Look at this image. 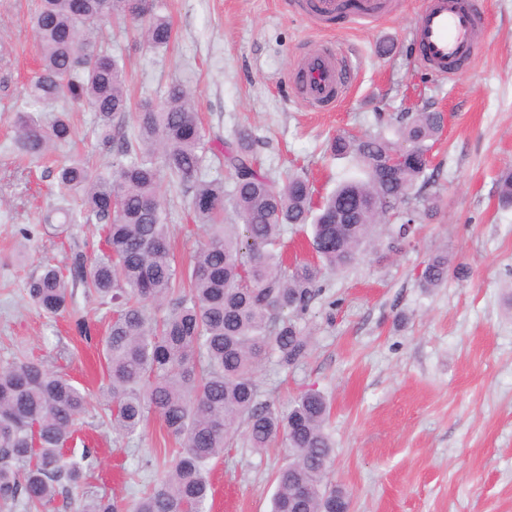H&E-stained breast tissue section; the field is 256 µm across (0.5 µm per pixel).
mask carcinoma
I'll return each mask as SVG.
<instances>
[{
  "mask_svg": "<svg viewBox=\"0 0 512 512\" xmlns=\"http://www.w3.org/2000/svg\"><path fill=\"white\" fill-rule=\"evenodd\" d=\"M109 18L130 23L151 48L171 41V24L155 0H36L30 16L39 67L17 109L14 148L23 158L42 159L70 142L75 126L67 104L75 103L94 113L93 135L112 162L107 174L79 156L53 169L60 198L74 195L80 205L56 207L43 222L61 232L98 224L103 246L73 250L63 269L39 264L25 294L49 319L69 314L86 338L94 321L77 312L76 291L97 298L109 318L101 340V393L109 398L102 423L128 438L153 414L176 444L163 449L164 469L134 512H207L208 465L224 456L241 426L256 450L281 435L288 442L271 512H348V493L325 484L333 454L326 399L306 391L278 414L260 400L254 374L268 357L287 368L306 357L309 338L298 319L320 292L322 270L352 265L375 227L404 204L391 232L393 250L437 214L436 196L417 189L428 183V166L405 165L392 176L387 162L402 149L428 154L445 114L408 113L391 138L336 136L331 153L350 158L363 177L341 182L315 207L306 177L290 173L281 181L254 166L250 132L232 141L208 137L179 81L160 101L131 111L125 69L99 37ZM36 112L55 116L45 123ZM158 158L191 193V221L205 233L185 263L171 247ZM212 160L234 171L230 188L206 174ZM498 188L499 206L512 207V170L500 174ZM111 198L112 211L105 206ZM339 211L347 223L330 222ZM226 213L234 222L224 223ZM303 224L312 226L315 261L288 264L276 246L288 228ZM447 278L448 252L437 251L420 286L438 288ZM87 410L86 393L44 362L0 365V512H49L56 495L84 488L97 456L86 446L69 456L65 447ZM79 512H123V505L85 491Z\"/></svg>",
  "mask_w": 512,
  "mask_h": 512,
  "instance_id": "obj_1",
  "label": "carcinoma"
}]
</instances>
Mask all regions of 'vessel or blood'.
Returning <instances> with one entry per match:
<instances>
[{
	"instance_id": "1",
	"label": "vessel or blood",
	"mask_w": 512,
	"mask_h": 512,
	"mask_svg": "<svg viewBox=\"0 0 512 512\" xmlns=\"http://www.w3.org/2000/svg\"><path fill=\"white\" fill-rule=\"evenodd\" d=\"M301 13L326 21L348 14L352 21L370 23L390 14L393 0H297ZM483 20L480 0H427L413 41L422 64L450 76L467 69L480 55L477 30ZM301 98L318 111L339 103L356 80V70L344 57L328 52L307 55L300 72Z\"/></svg>"
}]
</instances>
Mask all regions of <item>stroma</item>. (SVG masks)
<instances>
[{"mask_svg":"<svg viewBox=\"0 0 512 512\" xmlns=\"http://www.w3.org/2000/svg\"><path fill=\"white\" fill-rule=\"evenodd\" d=\"M295 0H157L173 38L153 49L133 30L112 33V53L128 73L132 106L161 100L180 80L210 135L249 130L262 168L305 175L315 200L356 176L328 150L336 135L391 132L405 113L439 111L446 127L434 146L424 191L438 213L412 242L388 248L389 227L353 266L324 271L320 294L300 323L306 358L290 368L265 359L255 373L261 399L279 413L301 393L330 405L334 442L329 482L345 488L351 512H512V208L498 204V178L512 169V0H483V51L470 70L446 79L419 66L412 30L423 0H396L370 24L314 23ZM32 0H0V41L14 48L0 71V364L26 356L52 363L85 389L91 405L75 435L98 450L87 491L132 507L154 479L162 448L158 418L131 441L101 416L104 364L95 344L29 306L24 283L45 260L64 265L71 247H96L97 226L55 236L43 216L56 204L43 163L13 149L14 117L36 69L29 24ZM333 45L357 68L352 92L329 112L310 111L290 90L302 51ZM77 134L49 160L80 155L107 168L111 157L91 136L93 113L75 108ZM177 256L204 237L188 218L190 194L159 178ZM447 248L453 269L443 287L419 280L430 255ZM283 442L257 451L244 438L212 463L211 512H270Z\"/></svg>","mask_w":512,"mask_h":512,"instance_id":"obj_1","label":"stroma"}]
</instances>
